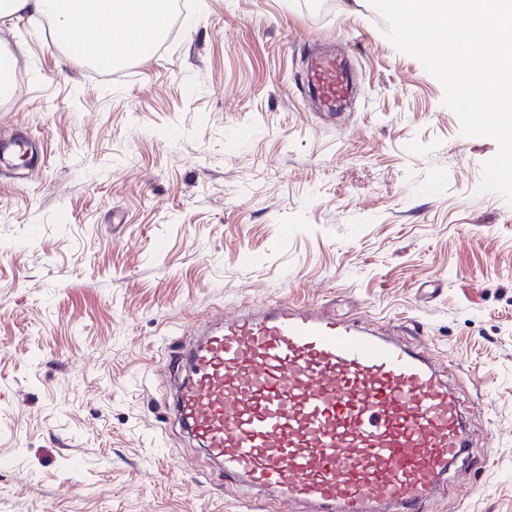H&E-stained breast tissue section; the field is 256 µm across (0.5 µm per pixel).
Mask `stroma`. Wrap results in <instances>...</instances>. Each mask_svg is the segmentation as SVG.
Returning a JSON list of instances; mask_svg holds the SVG:
<instances>
[{
  "label": "stroma",
  "instance_id": "obj_1",
  "mask_svg": "<svg viewBox=\"0 0 512 512\" xmlns=\"http://www.w3.org/2000/svg\"><path fill=\"white\" fill-rule=\"evenodd\" d=\"M163 51L109 75L40 17H0V512H258L168 409L171 355L213 312L288 301L429 356L470 446L425 512H512V204L477 194L495 140L368 0H184ZM357 91L307 89L314 46ZM247 125L254 134L234 137Z\"/></svg>",
  "mask_w": 512,
  "mask_h": 512
}]
</instances>
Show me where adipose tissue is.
Here are the masks:
<instances>
[{
    "label": "adipose tissue",
    "instance_id": "ef3b65f1",
    "mask_svg": "<svg viewBox=\"0 0 512 512\" xmlns=\"http://www.w3.org/2000/svg\"><path fill=\"white\" fill-rule=\"evenodd\" d=\"M0 0V16L11 13L52 15L56 27L80 33L95 29L99 55L111 58L142 50V38L164 18L166 0Z\"/></svg>",
    "mask_w": 512,
    "mask_h": 512
}]
</instances>
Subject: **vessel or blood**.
<instances>
[{"instance_id": "b4317fda", "label": "vessel or blood", "mask_w": 512, "mask_h": 512, "mask_svg": "<svg viewBox=\"0 0 512 512\" xmlns=\"http://www.w3.org/2000/svg\"><path fill=\"white\" fill-rule=\"evenodd\" d=\"M53 42L109 73L91 34ZM324 108L348 94L340 59L307 72ZM176 411L232 485L307 512H419L467 446L460 401L420 351L353 320L282 303L213 315L182 345Z\"/></svg>"}]
</instances>
